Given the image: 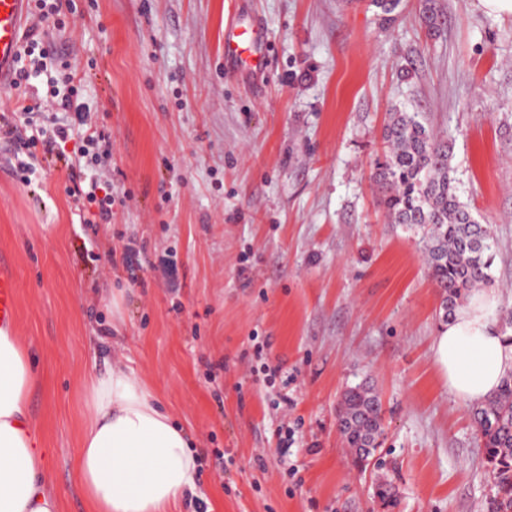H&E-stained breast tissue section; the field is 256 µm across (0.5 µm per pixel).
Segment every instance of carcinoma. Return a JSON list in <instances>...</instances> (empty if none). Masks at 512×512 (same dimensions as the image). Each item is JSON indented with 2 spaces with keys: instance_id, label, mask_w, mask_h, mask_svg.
<instances>
[{
  "instance_id": "1",
  "label": "carcinoma",
  "mask_w": 512,
  "mask_h": 512,
  "mask_svg": "<svg viewBox=\"0 0 512 512\" xmlns=\"http://www.w3.org/2000/svg\"><path fill=\"white\" fill-rule=\"evenodd\" d=\"M400 0H370L384 22L395 19ZM422 19L431 31L442 24L434 0H422ZM386 149L376 163L378 205L391 222L422 236L430 276L441 296L440 311L451 318L475 288L493 281L496 238L473 215L456 186L453 154L418 112L395 107L383 130ZM497 494L492 512H512V378L472 411ZM338 426L359 460L371 457L383 433L382 405L369 387L342 394Z\"/></svg>"
}]
</instances>
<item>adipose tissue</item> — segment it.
Returning a JSON list of instances; mask_svg holds the SVG:
<instances>
[{
  "label": "adipose tissue",
  "instance_id": "adipose-tissue-1",
  "mask_svg": "<svg viewBox=\"0 0 512 512\" xmlns=\"http://www.w3.org/2000/svg\"><path fill=\"white\" fill-rule=\"evenodd\" d=\"M500 306L496 290H474L433 339L434 363L463 402H483L512 376V340L495 320ZM36 381L15 328H0V512H60L41 480L46 452L27 415ZM198 468L185 430L133 368L87 376L74 462L87 512H177L197 488Z\"/></svg>",
  "mask_w": 512,
  "mask_h": 512
}]
</instances>
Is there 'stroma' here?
I'll return each instance as SVG.
<instances>
[{
  "instance_id": "35a3bbf8",
  "label": "stroma",
  "mask_w": 512,
  "mask_h": 512,
  "mask_svg": "<svg viewBox=\"0 0 512 512\" xmlns=\"http://www.w3.org/2000/svg\"><path fill=\"white\" fill-rule=\"evenodd\" d=\"M76 2L50 40L88 67L124 206L108 224L76 210L60 162L23 182L0 137V265L63 512H85L70 471L82 378L117 363L187 431L208 512H487L471 408L432 361L440 296L423 244L388 223L374 175L392 106L447 135L512 311V16L435 0L432 34L421 0L389 25L370 0ZM233 21L260 32V72L226 65ZM258 339L289 385L256 374ZM364 381L384 434L359 464L337 412Z\"/></svg>"
}]
</instances>
